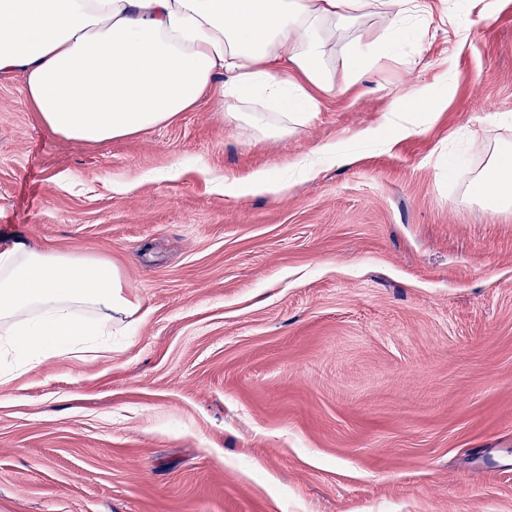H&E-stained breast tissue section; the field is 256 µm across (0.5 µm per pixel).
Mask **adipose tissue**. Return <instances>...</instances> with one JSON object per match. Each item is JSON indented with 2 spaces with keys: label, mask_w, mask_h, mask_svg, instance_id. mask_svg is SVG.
Here are the masks:
<instances>
[{
  "label": "adipose tissue",
  "mask_w": 512,
  "mask_h": 512,
  "mask_svg": "<svg viewBox=\"0 0 512 512\" xmlns=\"http://www.w3.org/2000/svg\"><path fill=\"white\" fill-rule=\"evenodd\" d=\"M381 10L388 29L434 16L424 0H0V75H20L42 124L105 143L211 98L230 121L278 138L336 86L339 27ZM512 209V151L471 181ZM141 303L109 260L0 246V390L52 357L101 358Z\"/></svg>",
  "instance_id": "ef3b65f1"
}]
</instances>
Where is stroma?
<instances>
[{
	"label": "stroma",
	"instance_id": "stroma-1",
	"mask_svg": "<svg viewBox=\"0 0 512 512\" xmlns=\"http://www.w3.org/2000/svg\"><path fill=\"white\" fill-rule=\"evenodd\" d=\"M427 2L470 38L412 20L370 67L366 17L276 140L206 99L69 141L0 77V242L108 258L144 312L0 393V512H512V211L469 190L512 142V0ZM327 142L346 163L299 179ZM247 185L252 192L268 194L272 196L287 193L292 187L290 183H285L276 179L267 170H258L253 172L248 178Z\"/></svg>",
	"mask_w": 512,
	"mask_h": 512
}]
</instances>
